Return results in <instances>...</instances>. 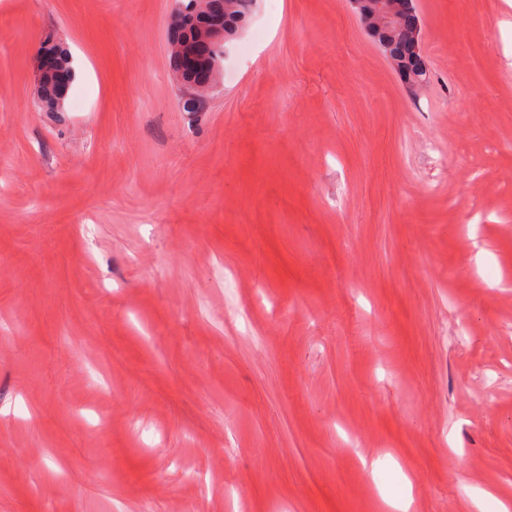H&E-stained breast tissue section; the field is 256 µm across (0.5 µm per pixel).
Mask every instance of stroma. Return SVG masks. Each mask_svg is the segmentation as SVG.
<instances>
[{"label":"stroma","instance_id":"1","mask_svg":"<svg viewBox=\"0 0 512 512\" xmlns=\"http://www.w3.org/2000/svg\"><path fill=\"white\" fill-rule=\"evenodd\" d=\"M416 6L418 91L254 0L186 112L175 0H0V512L512 500V6ZM49 58V64L41 65L40 101L49 112H59L68 90L70 81V59L68 54L57 44L45 40L40 47L41 62Z\"/></svg>","mask_w":512,"mask_h":512}]
</instances>
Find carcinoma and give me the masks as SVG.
Segmentation results:
<instances>
[{"label":"carcinoma","instance_id":"1","mask_svg":"<svg viewBox=\"0 0 512 512\" xmlns=\"http://www.w3.org/2000/svg\"><path fill=\"white\" fill-rule=\"evenodd\" d=\"M171 34L176 36L189 51V55H171V61L184 81L192 89L209 84L214 79L220 63L221 46L237 34L246 21L252 0H177ZM407 11L405 26L395 35V49L381 48L392 65L398 68L405 80L420 83L429 78V68L423 54L407 55V46L414 39L415 30L421 29V20L413 0H402ZM49 58L41 70L40 101L51 112L63 107L70 81V59L57 44L46 40L40 47V58Z\"/></svg>","mask_w":512,"mask_h":512}]
</instances>
